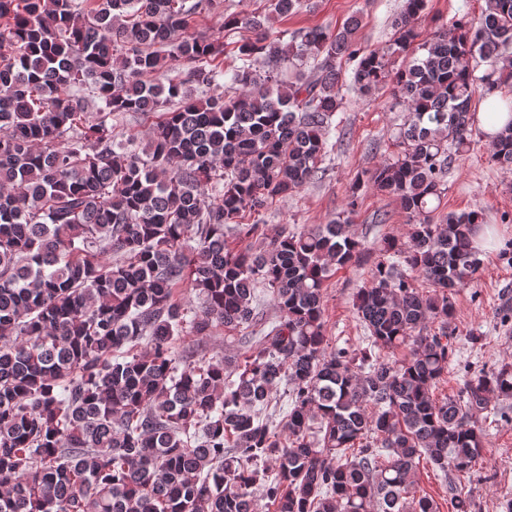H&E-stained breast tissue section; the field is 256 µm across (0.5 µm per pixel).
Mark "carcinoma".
I'll use <instances>...</instances> for the list:
<instances>
[{"mask_svg": "<svg viewBox=\"0 0 512 512\" xmlns=\"http://www.w3.org/2000/svg\"><path fill=\"white\" fill-rule=\"evenodd\" d=\"M298 6L226 17L223 0H0V512H437L414 495L423 456L455 512H472L460 485L491 397L512 398V364L434 396L455 354L452 291L482 264L481 213H444L441 199L476 91L512 89V0L421 43L425 0H405L387 52L357 46L356 19L272 38L269 21ZM202 13L251 30L242 65L188 32ZM221 77L232 93L207 94ZM388 79L407 111L402 150L370 181L399 200L409 242L384 237L388 260L355 295L367 347L333 348L324 284L369 249L347 219L268 240L250 218L323 173L342 89ZM129 113L150 119L140 150L112 139ZM487 138L511 170L512 117ZM228 231L250 243L230 246ZM186 281L193 308L175 298ZM259 284L278 315L237 378L187 360L178 341L256 322ZM281 384L278 431L267 409Z\"/></svg>", "mask_w": 512, "mask_h": 512, "instance_id": "obj_1", "label": "carcinoma"}]
</instances>
